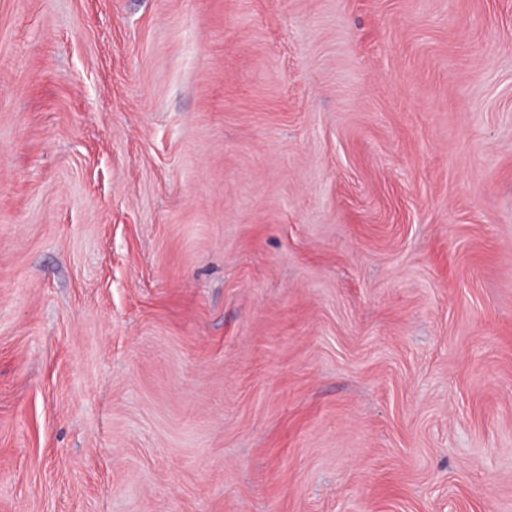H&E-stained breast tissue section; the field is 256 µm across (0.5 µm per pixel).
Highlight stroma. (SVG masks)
<instances>
[{
	"label": "stroma",
	"instance_id": "obj_1",
	"mask_svg": "<svg viewBox=\"0 0 512 512\" xmlns=\"http://www.w3.org/2000/svg\"><path fill=\"white\" fill-rule=\"evenodd\" d=\"M0 512H512V0H0Z\"/></svg>",
	"mask_w": 512,
	"mask_h": 512
}]
</instances>
